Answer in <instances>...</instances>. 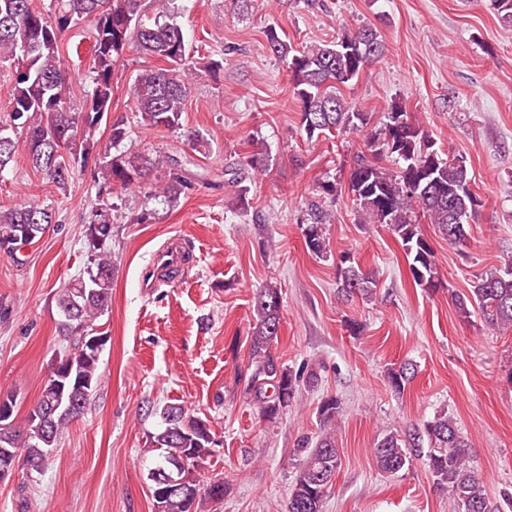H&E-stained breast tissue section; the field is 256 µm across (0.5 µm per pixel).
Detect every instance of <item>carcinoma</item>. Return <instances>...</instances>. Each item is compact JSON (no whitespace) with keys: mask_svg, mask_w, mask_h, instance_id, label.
<instances>
[{"mask_svg":"<svg viewBox=\"0 0 512 512\" xmlns=\"http://www.w3.org/2000/svg\"><path fill=\"white\" fill-rule=\"evenodd\" d=\"M144 0H53L48 9L33 0H0V65L9 64L13 83L11 98L0 111V172L24 148L32 168L59 188L74 171L88 169L97 175V203L89 216L86 238L90 265L85 275L55 295L61 320L59 332L69 343L60 362L69 370L68 388L57 383L58 367L48 372L33 409H47L44 422L26 417L23 428L14 421L0 426V463L8 451L18 453L26 472L39 474L56 447L63 430L84 414L98 382L101 351L83 341L94 321L109 308L112 299V240L110 202L116 188H142L171 200L195 189L181 164L170 155L136 157L119 146L128 139L124 117L112 120L109 144L95 139L104 114L112 111L114 76L128 49L154 59L129 85L128 95L146 125L160 131L181 132L194 151L208 145L204 134L181 122L197 67L217 74L223 61L203 63L191 55L180 25L174 21H142ZM81 21L91 26L88 69L91 89L80 105L70 97L69 73L60 53L63 36ZM269 51L286 68L299 104V128L311 140L331 131L362 134L348 175V193L364 224L385 226L401 247L415 285L426 292L442 288L435 251L425 237L418 215L437 226L448 243L467 238V219L480 206L470 188L468 168L457 158L442 157L434 138L410 117L406 103L393 100L378 125L371 113L349 102L341 87L359 78L385 53L377 31L369 26L346 30L336 40L305 45L300 49L283 40L271 27L266 31ZM244 157L249 169L265 173L270 158L255 141ZM163 171L164 186L149 182L150 174ZM339 184L320 182L323 199L309 204V223L303 230L307 251L317 257L330 253L323 226L331 223L326 201H334ZM56 223L53 209L24 204L0 209V251L14 254L43 235L42 224ZM338 295L349 302L370 301L376 296L377 276L362 268L347 250L336 262ZM457 314L468 319L473 309L491 326L512 329V262L486 270L473 281L469 294H456ZM282 292L272 284L256 290L250 334L248 394L259 416L274 422L288 413L300 382L313 386L317 372L292 373L272 351L281 326ZM415 366L405 362L388 372L391 389L401 394L415 378ZM338 400L323 399L318 408L324 430L311 448H301L302 463L291 487L287 512H323L328 489L341 465L336 447L335 423ZM164 428L153 436L159 451L158 468L183 481L184 488L156 497L158 512H201L207 500H224V479L205 483L191 477V469L210 454L214 443L208 421L190 416L179 405L164 408ZM469 445L459 433L456 419L442 410L422 426L400 435L384 434L372 448L377 470L394 476L410 466L413 456L424 457L435 488L448 493L455 512H503L488 496L483 478L470 466Z\"/></svg>","mask_w":512,"mask_h":512,"instance_id":"obj_1","label":"carcinoma"}]
</instances>
